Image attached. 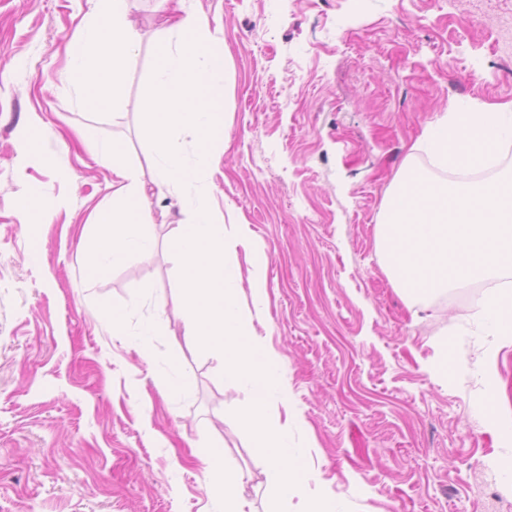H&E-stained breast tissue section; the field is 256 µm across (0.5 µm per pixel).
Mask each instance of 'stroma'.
Segmentation results:
<instances>
[{
    "instance_id": "obj_1",
    "label": "stroma",
    "mask_w": 512,
    "mask_h": 512,
    "mask_svg": "<svg viewBox=\"0 0 512 512\" xmlns=\"http://www.w3.org/2000/svg\"><path fill=\"white\" fill-rule=\"evenodd\" d=\"M224 31L222 157L212 204L267 257L256 335L280 356L288 452L344 512H512V481L473 372L490 342L478 283L413 314L376 252V224L405 161L448 178L423 146L448 112L512 103V0H185ZM155 0H130L140 58L120 114L82 108L61 81L89 0H0V512H224L203 441L242 472L255 512L281 501L221 362L186 336L173 198L156 245L91 273L90 217L111 167L74 129L124 147L152 140ZM56 202L26 223L30 191ZM122 332H115L113 316ZM153 332L148 359L131 336ZM448 363L428 373L437 345Z\"/></svg>"
}]
</instances>
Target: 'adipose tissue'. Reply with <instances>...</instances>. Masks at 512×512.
<instances>
[{
  "instance_id": "obj_1",
  "label": "adipose tissue",
  "mask_w": 512,
  "mask_h": 512,
  "mask_svg": "<svg viewBox=\"0 0 512 512\" xmlns=\"http://www.w3.org/2000/svg\"><path fill=\"white\" fill-rule=\"evenodd\" d=\"M90 20L70 45L63 73L83 104L101 109L119 107L121 79L138 58L141 37L129 21V0H92ZM152 63L151 88L140 114L153 140L150 175L123 164L119 143L78 131L84 148L99 163L112 168V204L97 211V246L87 254L92 271H104L152 250L154 200L173 196L188 215L178 227L181 268L179 296L187 310L186 333L203 342L224 363V374L243 386L251 400L243 423L265 461L276 496L286 500L304 493L296 480V462L288 455L289 420L271 413L272 396L281 395L279 359L252 330L253 312L243 309L237 278L228 253L244 250L253 259L249 287L255 310L266 298L263 251L248 225L225 223L209 205L210 174L217 161L213 140L224 122V35L201 12L167 15ZM188 130L197 137L193 152H185L177 136ZM512 134V113L504 107L480 112H451L429 125L425 139L437 161L451 169L486 163L490 151ZM477 315L491 344L512 335V291L486 294ZM480 405L501 446L512 447V407L498 393L493 361L479 363Z\"/></svg>"
}]
</instances>
